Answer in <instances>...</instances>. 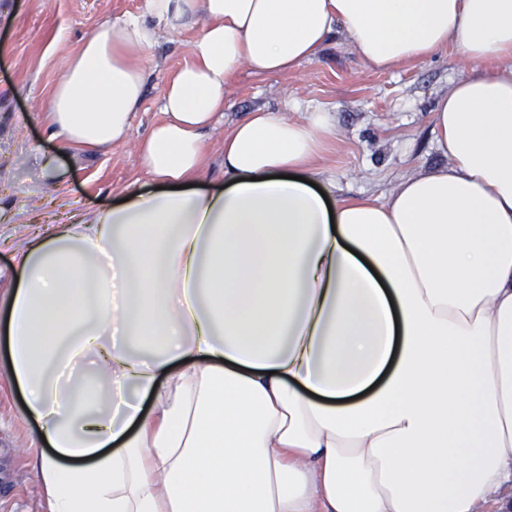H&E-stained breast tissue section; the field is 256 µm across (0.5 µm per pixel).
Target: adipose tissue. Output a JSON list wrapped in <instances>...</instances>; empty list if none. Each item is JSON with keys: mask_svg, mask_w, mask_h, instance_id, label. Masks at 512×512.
<instances>
[{"mask_svg": "<svg viewBox=\"0 0 512 512\" xmlns=\"http://www.w3.org/2000/svg\"><path fill=\"white\" fill-rule=\"evenodd\" d=\"M184 29L146 185L5 270L49 512H479L512 486V0H143L71 53L50 138L123 144L142 56ZM337 34L380 71L488 63L435 112L448 164L340 196L317 165L334 113L257 108L200 187L238 68L289 73Z\"/></svg>", "mask_w": 512, "mask_h": 512, "instance_id": "adipose-tissue-1", "label": "adipose tissue"}]
</instances>
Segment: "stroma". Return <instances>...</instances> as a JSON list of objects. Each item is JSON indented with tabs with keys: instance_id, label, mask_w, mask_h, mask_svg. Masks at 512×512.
<instances>
[{
	"instance_id": "stroma-1",
	"label": "stroma",
	"mask_w": 512,
	"mask_h": 512,
	"mask_svg": "<svg viewBox=\"0 0 512 512\" xmlns=\"http://www.w3.org/2000/svg\"><path fill=\"white\" fill-rule=\"evenodd\" d=\"M10 24L0 23V266L34 222L67 221L85 209H109L142 175L137 145L163 115L166 78L188 58L190 32L162 36L149 50L152 73L127 142L73 157L48 137L38 114L68 56L97 25L139 12L142 0H12ZM481 60L455 48L389 72L367 67L342 37H331L296 71L258 78L239 69L224 116L204 137L207 185L224 181V133L262 107L300 119L307 106L334 112L336 135L318 161L340 195L386 198L405 175L447 162L432 143L434 113L449 87L484 71ZM7 338L0 334V512H49L33 467L44 445L23 396L7 375Z\"/></svg>"
}]
</instances>
